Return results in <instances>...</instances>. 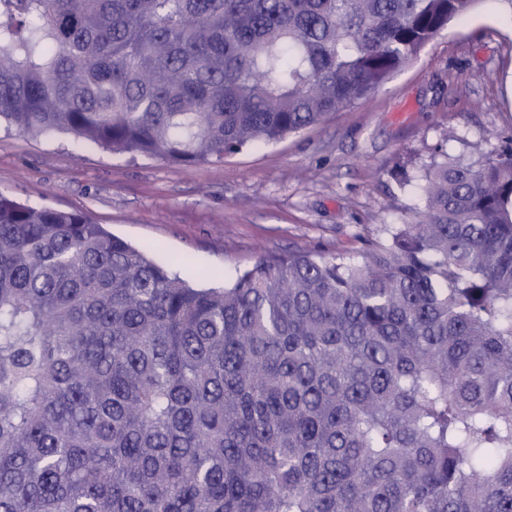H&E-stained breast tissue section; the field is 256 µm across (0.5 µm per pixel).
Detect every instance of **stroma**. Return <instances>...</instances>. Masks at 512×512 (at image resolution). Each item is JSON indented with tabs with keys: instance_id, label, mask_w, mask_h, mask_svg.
<instances>
[{
	"instance_id": "stroma-1",
	"label": "stroma",
	"mask_w": 512,
	"mask_h": 512,
	"mask_svg": "<svg viewBox=\"0 0 512 512\" xmlns=\"http://www.w3.org/2000/svg\"><path fill=\"white\" fill-rule=\"evenodd\" d=\"M511 145L512 16L481 0L367 101L221 163L0 129V192L88 213L191 283L219 287L288 251L361 255L419 206L425 164Z\"/></svg>"
}]
</instances>
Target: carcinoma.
<instances>
[{
	"instance_id": "1",
	"label": "carcinoma",
	"mask_w": 512,
	"mask_h": 512,
	"mask_svg": "<svg viewBox=\"0 0 512 512\" xmlns=\"http://www.w3.org/2000/svg\"><path fill=\"white\" fill-rule=\"evenodd\" d=\"M479 0H0V127L191 165L361 104ZM362 257L196 288L0 192V512H512V147Z\"/></svg>"
}]
</instances>
